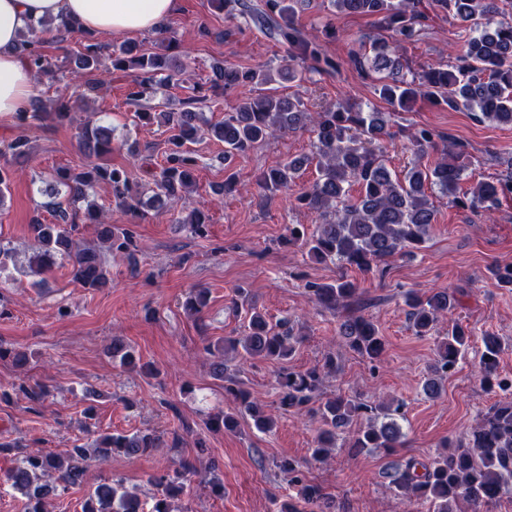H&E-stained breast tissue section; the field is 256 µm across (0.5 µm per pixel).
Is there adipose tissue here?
Wrapping results in <instances>:
<instances>
[{
    "instance_id": "adipose-tissue-1",
    "label": "adipose tissue",
    "mask_w": 512,
    "mask_h": 512,
    "mask_svg": "<svg viewBox=\"0 0 512 512\" xmlns=\"http://www.w3.org/2000/svg\"><path fill=\"white\" fill-rule=\"evenodd\" d=\"M178 0H0V115L25 109L33 74L16 53L20 33L38 19L70 21L96 36L154 30Z\"/></svg>"
}]
</instances>
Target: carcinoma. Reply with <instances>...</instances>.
Wrapping results in <instances>:
<instances>
[{"instance_id": "cac0c4a2", "label": "carcinoma", "mask_w": 512, "mask_h": 512, "mask_svg": "<svg viewBox=\"0 0 512 512\" xmlns=\"http://www.w3.org/2000/svg\"><path fill=\"white\" fill-rule=\"evenodd\" d=\"M213 2L226 20L241 18L285 48V55L276 65L243 67L225 61L213 66L212 92L226 93L239 86H248L254 92L224 110L222 121L204 128L198 124L201 117L194 105L207 99L202 93L181 101L178 109L158 112L156 107L143 104V99L172 79L171 72L179 67L177 60L134 45L114 49L87 32L75 54L72 77L58 89L53 106L36 101L14 116L19 127L34 122L45 127L69 122L82 100L73 87L84 74L102 67L109 75L114 70L131 69L136 80L130 100L141 107L138 119L147 124L156 122L170 132L163 164L151 172V180L142 183L133 180L125 169L101 162L112 153L111 128L88 123L82 126L78 146L89 163L79 172L61 169L53 173L47 206L52 208L55 222L44 224L36 219L29 225L39 243L38 252L27 259L32 274L43 275L57 263L66 264L80 287L101 290L112 286L108 255L124 253L129 264L137 266L131 250L132 234L105 222L101 208L90 200L91 190L105 188L117 207L139 218L151 209L182 199L190 192L198 167L191 144L203 133L224 144L221 194L237 191L234 164L257 144L304 129L312 133L310 153L262 172L256 185L266 197L288 194L300 172L316 164L318 178L289 194V201L315 216L316 229L308 234L303 226L294 225L288 228L284 240L300 244L318 262L354 266L364 273L378 271L388 259L423 248L435 219L431 194L438 193L451 204L461 202L457 193L466 179L468 155L448 145L447 136L427 127L413 129L406 148L414 160L402 175L394 176L384 160L385 142L393 138L388 129L389 113L370 112L348 101L312 111L299 96L269 93L268 86L273 84L300 87L314 75L325 78L340 72L336 58L310 39L296 21L300 0H260L257 5H249L246 0ZM330 6L337 14L375 17L386 32L372 43L373 55L353 50L349 61L359 74L373 79L375 94L392 113L411 112L417 101L433 100L453 111L471 112L479 121L512 125V19L503 17L512 11V0H330ZM429 6L451 17L469 35L456 55V64L436 62L414 71L401 50L428 19ZM38 30L53 32L63 42L78 27L40 22L28 28L29 36L19 39V53L34 72L49 74L51 64L42 52V40L31 38ZM440 141L446 143L441 150ZM436 150L440 154L434 161L422 162L424 156ZM29 154L30 142L23 135L0 143L3 158H25ZM353 185L359 187L355 198L349 194ZM508 198L512 199V172L481 180L468 192L470 208L488 214L496 212L502 200ZM175 222L189 225L198 236L207 234V215L198 208L185 218H175ZM84 223L97 225L101 246L79 245V226ZM306 291L312 302L340 314L338 333L345 347L371 363L381 361L386 351L385 337L373 318L364 313L365 303L354 283L340 276L333 283L309 282ZM404 301L410 308L412 328L420 337L432 335L438 322L456 306L454 295L445 288L427 293L410 289L404 293ZM207 303V292L198 288L185 297L183 307L198 316ZM301 341L302 337L293 335L288 321L273 324L252 309L243 335L208 343L205 350L214 358L213 375L224 381V394L235 402V410L217 415L211 426L234 432L245 416L259 432H269L274 426L272 417L230 374L227 354L234 352L247 360L280 364V407L319 418L320 430L312 448L315 460L328 461L338 448L361 454L374 448L391 451L401 447L404 404L325 394L326 377L336 372L338 358L330 352L322 362L295 371L287 363ZM471 342L467 328L457 323L448 328L447 336L436 345L434 361L423 382L428 396L440 395L443 381L457 370ZM481 343L480 384L489 391L501 392L499 399L466 436L456 443L443 444L444 451L432 461L410 457L398 462L391 475L389 487L398 496L428 506L429 512H463L464 504L470 512H488L502 500H512V378L498 373L506 343L493 333L483 334ZM110 353L112 360L124 368L135 367L141 361L135 348L119 338L112 339ZM142 368L150 370L147 364ZM355 422L360 426L353 431ZM177 446L178 438L168 442L154 431L113 433L63 455L39 449L30 452L11 471L8 481L12 489L27 498L26 512H47L45 501L80 484L90 463L106 462L114 454L135 457L156 448ZM279 468L288 474L296 490V501L284 503L280 512H301L302 503L312 506L313 512H340L336 500L309 482L297 463L284 459ZM197 474L194 463L184 458L173 473L153 478L160 491L153 497L150 512H174L173 501L184 494L186 483ZM142 508V500L126 488L123 480L105 479L88 494L82 512H141Z\"/></svg>"}]
</instances>
